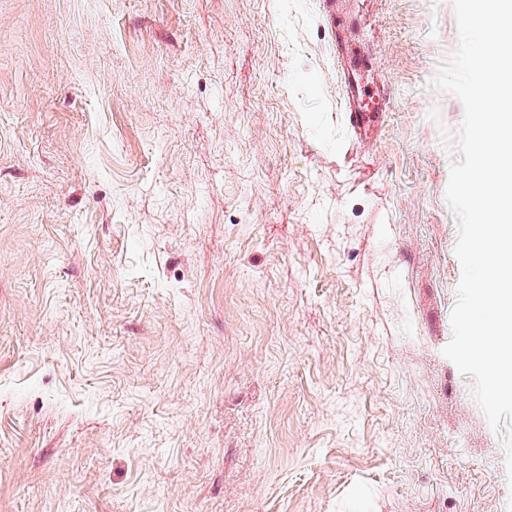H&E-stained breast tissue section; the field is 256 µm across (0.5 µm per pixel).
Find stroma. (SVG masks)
<instances>
[{"label":"stroma","mask_w":512,"mask_h":512,"mask_svg":"<svg viewBox=\"0 0 512 512\" xmlns=\"http://www.w3.org/2000/svg\"><path fill=\"white\" fill-rule=\"evenodd\" d=\"M0 0V512H505L443 354L452 0ZM385 92H370L358 85L345 84L346 123L355 134H361L368 124V113L381 112L385 104ZM369 102H375L376 107L370 109Z\"/></svg>","instance_id":"obj_1"}]
</instances>
